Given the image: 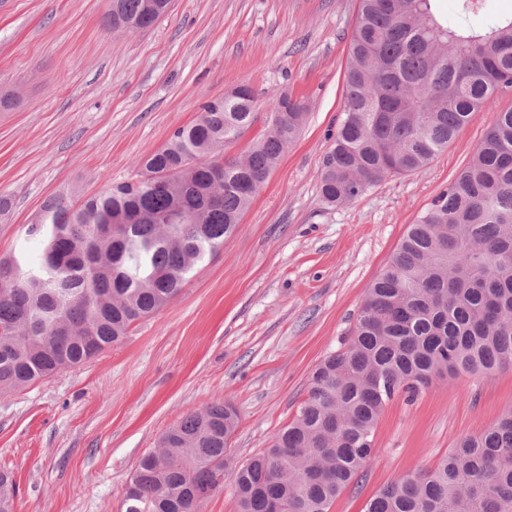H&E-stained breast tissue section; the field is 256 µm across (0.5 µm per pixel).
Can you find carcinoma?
<instances>
[{
    "label": "carcinoma",
    "mask_w": 512,
    "mask_h": 512,
    "mask_svg": "<svg viewBox=\"0 0 512 512\" xmlns=\"http://www.w3.org/2000/svg\"><path fill=\"white\" fill-rule=\"evenodd\" d=\"M112 0V28L145 29L170 0ZM360 0L345 75L344 117L320 172L329 204L356 201L388 176L417 171L471 115L512 87V14L460 0ZM243 85L177 128L142 162L137 185L113 183L47 198L28 228L36 259L0 258V390L44 380L120 344L132 326L182 291L224 247L286 148L307 106L269 99L264 132L242 156L224 155L256 119ZM512 366V111L499 112L472 160L410 226L367 289L343 347L315 369L296 415L269 448L224 472L221 400L185 416L143 456L124 512H200L229 479L238 512H329L362 478L388 401L414 397L439 373L483 375ZM15 487L0 472V512ZM367 512H512V409L460 440L430 470L394 481Z\"/></svg>",
    "instance_id": "obj_1"
}]
</instances>
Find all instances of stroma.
Wrapping results in <instances>:
<instances>
[{"instance_id": "obj_1", "label": "stroma", "mask_w": 512, "mask_h": 512, "mask_svg": "<svg viewBox=\"0 0 512 512\" xmlns=\"http://www.w3.org/2000/svg\"><path fill=\"white\" fill-rule=\"evenodd\" d=\"M359 0H171L149 28L104 26L109 0H0V256H36L27 228L62 190L135 178L201 106L242 84L308 106L224 247L181 294L91 361L0 392V470L14 512H124L139 459L185 415L222 400L238 413L231 466L271 443L338 350L366 289L431 201L469 164L512 88L475 112L426 167L327 205L322 161L342 117ZM512 407V368L434 381L395 397L358 485L330 512H366Z\"/></svg>"}]
</instances>
